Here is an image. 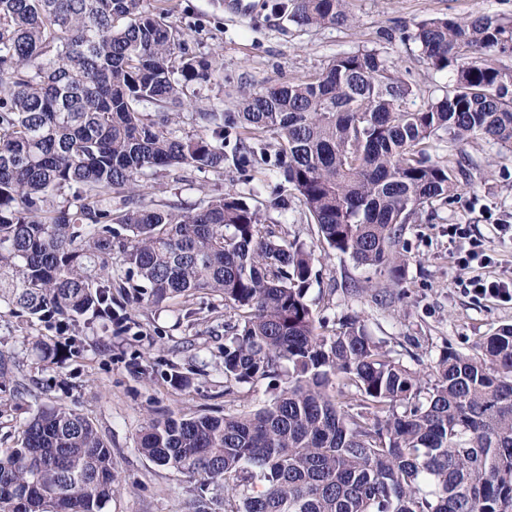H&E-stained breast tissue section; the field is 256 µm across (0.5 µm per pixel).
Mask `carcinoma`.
Returning <instances> with one entry per match:
<instances>
[{"label":"carcinoma","mask_w":512,"mask_h":512,"mask_svg":"<svg viewBox=\"0 0 512 512\" xmlns=\"http://www.w3.org/2000/svg\"><path fill=\"white\" fill-rule=\"evenodd\" d=\"M290 2L300 28L354 21L349 0ZM407 39L451 73L420 106L383 52L359 49L245 93L232 117L192 113L200 133L184 137L168 110L218 70L169 11L0 0V317L109 331L125 321L117 307L224 299L237 315L224 324V378L274 381L286 363L287 381L252 413L151 418L138 450L230 492L229 512H512V325L422 375L358 317L332 329L315 318L313 250L270 239L246 197L228 190L191 211L146 201L160 170L247 171L265 150L253 135L269 133L326 249L399 280L404 225L458 191L423 145L512 147V70L496 63L512 20L431 18ZM226 124L243 130L230 156ZM114 491L112 451L66 405L38 410L0 455V512H102Z\"/></svg>","instance_id":"obj_1"}]
</instances>
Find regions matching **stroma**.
<instances>
[{
  "instance_id": "stroma-1",
  "label": "stroma",
  "mask_w": 512,
  "mask_h": 512,
  "mask_svg": "<svg viewBox=\"0 0 512 512\" xmlns=\"http://www.w3.org/2000/svg\"><path fill=\"white\" fill-rule=\"evenodd\" d=\"M276 2L243 0L239 11L227 0L162 4L190 46L220 70L219 79L196 87L190 108L182 109L181 134L199 131L191 113L217 104L225 113L236 112L242 90L315 75L336 55L363 48L386 52L424 96L440 95L449 73L428 65L405 33L432 17L512 18V0H351L353 26L300 28ZM261 139L266 150L248 175L229 163L220 174L195 169L181 177L163 171L148 180L153 199L188 211L205 196L229 189L246 193L257 186L261 192L254 203L275 239L319 251L317 226L282 175L276 139L268 133ZM427 152L432 160L457 163L459 191L452 203L425 208L404 226L399 284L333 254L315 263L317 277L307 292L316 317L358 315L405 365L426 373L447 350L474 353L483 336L512 324V301L480 298L458 285L467 275H512V235L498 230L512 225V149L475 138L462 145L435 140ZM454 224L465 225L481 242L484 263H471L465 271L458 267L450 231ZM227 319L223 300L205 292L184 304L130 308L126 327L113 328L108 336L96 327L62 335L40 324L0 319V351L15 358L20 381L0 391V449L16 446L24 422L39 409L65 404L87 416L112 450L117 490L103 512H193L192 479L152 463L139 453L137 442L151 417L245 414L270 404L274 390L266 379L237 385L235 396L225 395ZM40 340L61 348L78 346L81 356L43 366L35 348ZM177 372L185 383L172 381Z\"/></svg>"
}]
</instances>
